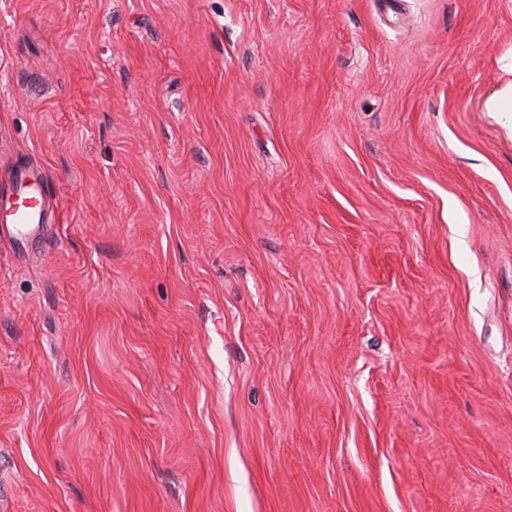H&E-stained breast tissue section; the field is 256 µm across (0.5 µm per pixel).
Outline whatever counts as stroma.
<instances>
[{"label": "stroma", "mask_w": 512, "mask_h": 512, "mask_svg": "<svg viewBox=\"0 0 512 512\" xmlns=\"http://www.w3.org/2000/svg\"><path fill=\"white\" fill-rule=\"evenodd\" d=\"M512 0H0V512H512ZM50 200L43 177L36 175L30 167L16 168L9 191L2 196L0 194L1 229L4 226L9 232L12 229L15 240L24 247L44 243L46 235L42 215Z\"/></svg>", "instance_id": "1"}]
</instances>
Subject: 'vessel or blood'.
Masks as SVG:
<instances>
[{
	"instance_id": "1",
	"label": "vessel or blood",
	"mask_w": 512,
	"mask_h": 512,
	"mask_svg": "<svg viewBox=\"0 0 512 512\" xmlns=\"http://www.w3.org/2000/svg\"><path fill=\"white\" fill-rule=\"evenodd\" d=\"M50 200L42 177L32 168H16L9 191L0 195V224L12 227L15 240L23 246L42 244L46 240L42 215Z\"/></svg>"
}]
</instances>
